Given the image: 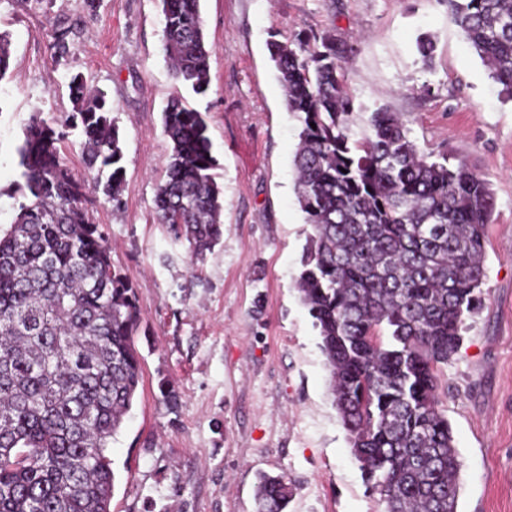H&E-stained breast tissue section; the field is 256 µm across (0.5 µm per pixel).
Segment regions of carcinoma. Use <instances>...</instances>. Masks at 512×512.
<instances>
[{
  "instance_id": "cac0c4a2",
  "label": "carcinoma",
  "mask_w": 512,
  "mask_h": 512,
  "mask_svg": "<svg viewBox=\"0 0 512 512\" xmlns=\"http://www.w3.org/2000/svg\"><path fill=\"white\" fill-rule=\"evenodd\" d=\"M200 0H161L174 78L209 86ZM501 93L512 99V0H445ZM59 28L51 49L69 51ZM287 111L301 123L297 194L313 228L297 287L321 338L351 452L385 512H458L460 461L438 411V368L457 352L480 303L488 182L432 160L384 107L352 137L342 50L328 34L269 42ZM11 41L0 33V79ZM66 129L34 115L19 150L13 221L0 225V512H111L107 448L142 378L133 336L140 311L85 202L84 180L58 143L76 130L86 169L116 205L123 150L112 105L69 81ZM157 186V222L203 258L223 236L221 190L202 113L175 99ZM282 476H264L256 512H286Z\"/></svg>"
}]
</instances>
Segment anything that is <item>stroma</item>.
I'll list each match as a JSON object with an SVG mask.
<instances>
[{
	"label": "stroma",
	"mask_w": 512,
	"mask_h": 512,
	"mask_svg": "<svg viewBox=\"0 0 512 512\" xmlns=\"http://www.w3.org/2000/svg\"><path fill=\"white\" fill-rule=\"evenodd\" d=\"M209 89L185 92L164 51L160 0H0L11 39L0 78V224L33 114L64 126L68 81L104 92L123 143L122 204L87 190L112 263L136 293L143 377L108 453L111 512H255L259 474L285 476L287 512H384L351 454L321 340L295 287L311 233L297 202L300 123L287 112L270 37L333 35L346 53L353 135L377 107L395 112L425 154H447L489 184L484 302L465 315L439 369L462 463L458 512H512V102L442 0H200ZM70 29L54 57L56 28ZM430 35L435 50L417 49ZM207 116L224 235L192 260L157 223L154 198L171 145L175 97Z\"/></svg>",
	"instance_id": "1"
}]
</instances>
